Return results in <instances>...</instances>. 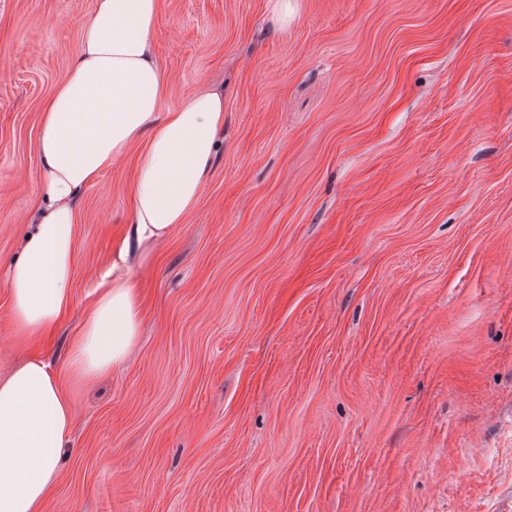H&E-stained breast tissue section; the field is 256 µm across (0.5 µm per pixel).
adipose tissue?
I'll return each mask as SVG.
<instances>
[{"instance_id":"1","label":"adipose tissue","mask_w":512,"mask_h":512,"mask_svg":"<svg viewBox=\"0 0 512 512\" xmlns=\"http://www.w3.org/2000/svg\"><path fill=\"white\" fill-rule=\"evenodd\" d=\"M161 10L162 0H93L68 74L42 103L44 206L7 269L20 336L52 338L71 314L75 202L112 166L134 159L130 212L139 241L165 238L200 201L224 127V92L209 88L166 106L169 77L154 46ZM143 318L138 288L106 273L64 367L34 353L0 375V512H44L73 427L69 383L120 366Z\"/></svg>"}]
</instances>
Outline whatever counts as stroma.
I'll return each instance as SVG.
<instances>
[{"instance_id": "stroma-1", "label": "stroma", "mask_w": 512, "mask_h": 512, "mask_svg": "<svg viewBox=\"0 0 512 512\" xmlns=\"http://www.w3.org/2000/svg\"><path fill=\"white\" fill-rule=\"evenodd\" d=\"M93 0H0V374L62 362L100 277L147 311L72 383L45 512L512 505V0H164L169 105L224 91L185 224L122 251L133 161L77 200L75 307L21 342L4 273L42 204V100Z\"/></svg>"}]
</instances>
